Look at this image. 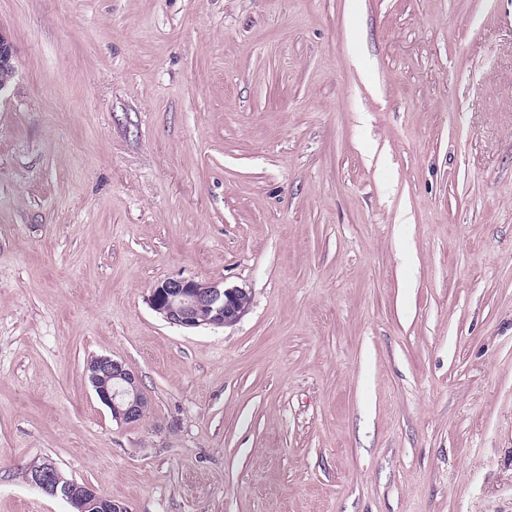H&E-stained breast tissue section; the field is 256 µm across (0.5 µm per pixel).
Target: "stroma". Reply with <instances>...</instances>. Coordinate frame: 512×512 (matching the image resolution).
<instances>
[{
  "label": "stroma",
  "instance_id": "obj_1",
  "mask_svg": "<svg viewBox=\"0 0 512 512\" xmlns=\"http://www.w3.org/2000/svg\"><path fill=\"white\" fill-rule=\"evenodd\" d=\"M0 33V512H70L37 460L123 512H512V0H0ZM169 277L250 305L170 325ZM88 372L91 374V368ZM90 378L99 400L112 412V418L127 423L140 419L148 399L141 390L134 367L124 361L101 356L97 357Z\"/></svg>",
  "mask_w": 512,
  "mask_h": 512
}]
</instances>
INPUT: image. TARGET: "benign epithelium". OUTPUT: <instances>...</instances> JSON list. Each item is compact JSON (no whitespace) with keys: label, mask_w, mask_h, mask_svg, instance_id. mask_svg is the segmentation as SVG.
<instances>
[{"label":"benign epithelium","mask_w":512,"mask_h":512,"mask_svg":"<svg viewBox=\"0 0 512 512\" xmlns=\"http://www.w3.org/2000/svg\"><path fill=\"white\" fill-rule=\"evenodd\" d=\"M0 74L13 79V52L7 38L0 34ZM245 292L240 288H225L217 283L193 278H167L151 289L150 305L169 324L181 328L201 326L224 327L237 322L245 313ZM91 382L99 400L120 422H135L142 416L148 399L143 394L134 367L108 356L96 359ZM56 466L28 476V481L46 495L64 498L72 512H84V505L75 500L65 486L54 478Z\"/></svg>","instance_id":"1"}]
</instances>
